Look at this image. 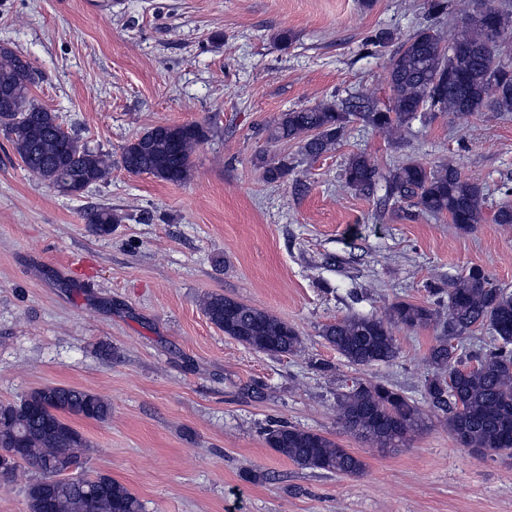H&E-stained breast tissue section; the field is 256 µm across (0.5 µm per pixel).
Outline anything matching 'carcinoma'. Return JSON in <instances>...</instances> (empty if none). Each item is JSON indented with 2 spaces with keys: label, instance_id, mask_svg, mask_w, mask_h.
<instances>
[{
  "label": "carcinoma",
  "instance_id": "1",
  "mask_svg": "<svg viewBox=\"0 0 512 512\" xmlns=\"http://www.w3.org/2000/svg\"><path fill=\"white\" fill-rule=\"evenodd\" d=\"M461 0H429L434 15L460 12L464 21L447 34L426 26L402 40L390 29H378L364 45L380 51L393 48L386 79L391 104L372 108L364 118L390 140L400 138L419 112H512V13L485 2L459 8ZM34 70L10 46L0 45V129L6 131L25 167L39 180L70 195L105 181L112 172V155L80 144L64 132L58 116L34 104L30 89ZM25 105L22 114L7 104ZM354 113L334 102L290 109L267 126L276 143L296 142L310 157L333 149ZM210 128L199 123L153 126L122 147L124 168L131 174H150L169 182L185 181L194 154ZM270 181L288 174L284 163L257 158ZM374 160L360 152L350 155L343 169L344 188L363 192L379 177ZM388 189L419 213L448 217V223L468 232L484 219V187L453 165L429 167L409 160L389 172ZM493 214L496 224H512V187ZM122 216L110 207L89 214L88 223L99 236L112 233ZM436 306L395 302L387 317L347 315L322 329L323 339L352 365L368 366L397 358L398 347L389 324L410 330L431 325L440 335L429 349L431 373L425 381L429 404L448 413V432L461 445L484 452L512 449V293L497 287L490 275L475 266L448 283ZM206 316L224 334L252 350L290 354L300 347L296 327L262 309L221 294L207 296ZM488 327L494 345L473 364L456 353L452 341L478 327ZM104 422L112 414L103 397L74 387L34 390L14 403H0V451L20 449L21 459L5 463L1 475L21 465L38 474L26 490L29 512H142L138 498L123 484L98 474L76 486L65 474L52 470L64 459H80L90 447L64 415ZM336 417L343 431L375 448H398L428 428L417 402L383 384L359 382L336 395ZM265 442L296 465L332 474L359 476L365 463L330 438L274 421L263 430Z\"/></svg>",
  "mask_w": 512,
  "mask_h": 512
}]
</instances>
